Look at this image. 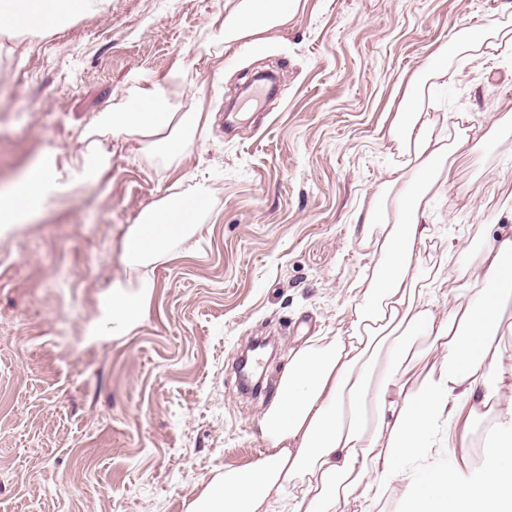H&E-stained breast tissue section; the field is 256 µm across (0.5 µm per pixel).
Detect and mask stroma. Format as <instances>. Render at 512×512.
Wrapping results in <instances>:
<instances>
[{
    "instance_id": "1",
    "label": "stroma",
    "mask_w": 512,
    "mask_h": 512,
    "mask_svg": "<svg viewBox=\"0 0 512 512\" xmlns=\"http://www.w3.org/2000/svg\"><path fill=\"white\" fill-rule=\"evenodd\" d=\"M224 0H112L54 33L0 35V190L40 153L66 163L92 119L131 81L191 83L180 111L208 132L177 163L112 139L109 173L23 231L0 237V512H186L218 472L249 465L258 423L292 352L349 328L371 242L358 213L389 171H414L393 122L410 79L447 49L454 79L423 109L480 142L443 178L415 277L444 269L438 312L470 282L468 250L512 225V43L468 63L467 28L512 30V0H298L259 47L213 41ZM212 196L199 235L153 273L148 311L126 336L87 343L101 296L123 272L120 237L162 195ZM270 337L260 388L239 391L238 357ZM494 415L461 412L433 466L484 471Z\"/></svg>"
}]
</instances>
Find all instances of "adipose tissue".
<instances>
[{
	"mask_svg": "<svg viewBox=\"0 0 512 512\" xmlns=\"http://www.w3.org/2000/svg\"><path fill=\"white\" fill-rule=\"evenodd\" d=\"M111 0H0V30L52 32L75 18L105 11ZM291 0H225L216 39L225 49L287 23ZM168 87L134 84L90 124L94 134L134 140L145 152L178 160L200 137L202 113L175 111ZM411 89L395 129L414 163L415 179L395 173L367 207L363 238H374L373 272L361 292L348 329L329 341L294 351L265 411L259 431L263 457L216 475L189 503L187 512H278L287 494L290 512H333L359 502L361 512L399 492L413 499V512H512V335L504 303L512 298V232L497 243L471 250L474 288L449 297L446 315L433 310L436 281L410 274L416 247L431 237L429 196L447 165L472 152L467 128L453 139L435 135ZM54 152L32 162L0 192V235L22 231L42 216L52 198L69 192ZM210 197L206 180L193 194L164 196L124 231L119 263L128 280L100 298L103 321L88 325L101 335L104 320L130 332L147 309L156 266L172 258L175 244L192 238ZM440 354L417 380L406 377L417 342ZM502 414L484 439L491 466L479 476L428 474L405 478L412 460L436 447L438 423H455L462 406Z\"/></svg>",
	"mask_w": 512,
	"mask_h": 512,
	"instance_id": "ef3b65f1",
	"label": "adipose tissue"
}]
</instances>
